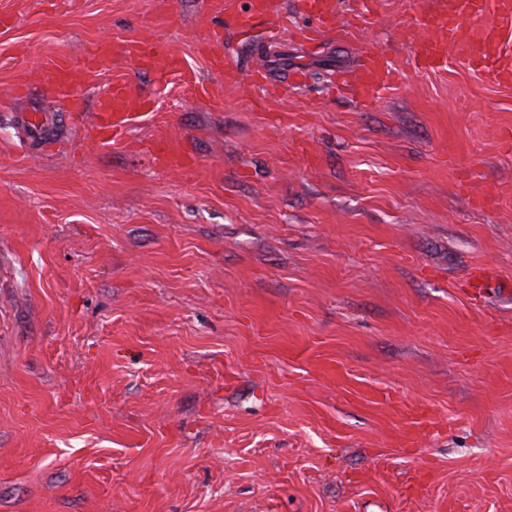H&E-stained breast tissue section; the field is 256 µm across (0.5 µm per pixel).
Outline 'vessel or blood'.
I'll use <instances>...</instances> for the list:
<instances>
[{
  "instance_id": "obj_1",
  "label": "vessel or blood",
  "mask_w": 512,
  "mask_h": 512,
  "mask_svg": "<svg viewBox=\"0 0 512 512\" xmlns=\"http://www.w3.org/2000/svg\"><path fill=\"white\" fill-rule=\"evenodd\" d=\"M202 6L204 12L210 14L232 15L244 32L252 30L255 19H275V31L266 36L271 44L289 34L301 44L310 45L342 31L339 24L341 0H295L290 9L285 8L283 0H203ZM421 24L431 33L430 38L414 47V62L421 69L445 66L448 49L455 46L464 48L469 64L483 71L491 82L512 83V55L502 49L505 36L512 35V0H436L435 8L424 12ZM116 52L133 62L138 70L160 79L177 67L162 35L144 41L120 31L91 43L80 62L56 58L36 67L33 76L24 77L18 83L17 91L26 97L38 88L63 102L69 113L82 112L84 101L76 96V88L101 82L102 66ZM209 62L212 71L223 75L226 85L247 81L263 89L269 84L266 64H258L246 75L225 61L221 54H211ZM395 79L392 59L383 50L374 48L368 50L363 63L349 73L343 84L353 101L367 106ZM104 85L95 102L93 129L100 144L108 145L150 111L152 102L129 81ZM15 121L29 134L28 152H39L50 138L49 115L19 112Z\"/></svg>"
}]
</instances>
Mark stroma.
<instances>
[{
  "mask_svg": "<svg viewBox=\"0 0 512 512\" xmlns=\"http://www.w3.org/2000/svg\"><path fill=\"white\" fill-rule=\"evenodd\" d=\"M430 2L277 52L266 97L196 43L223 28L245 68L265 21L0 0V512H512V84L454 51L415 69ZM159 26L173 75L103 66L155 101L124 139L97 145L84 86L20 156L10 113L57 109L14 98L25 68ZM370 46L400 81L366 108L329 94ZM171 141L186 162H153ZM386 394L426 407L417 446Z\"/></svg>",
  "mask_w": 512,
  "mask_h": 512,
  "instance_id": "stroma-1",
  "label": "stroma"
}]
</instances>
